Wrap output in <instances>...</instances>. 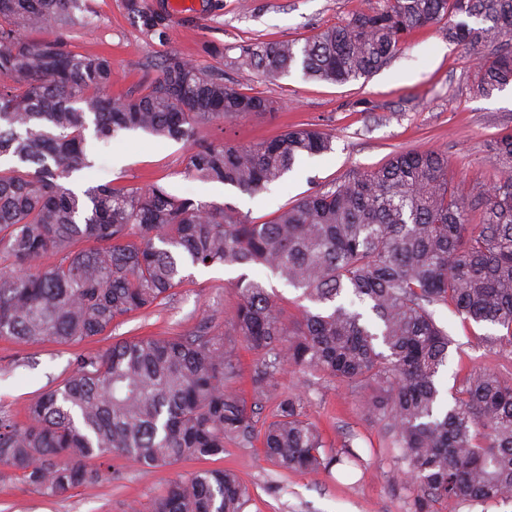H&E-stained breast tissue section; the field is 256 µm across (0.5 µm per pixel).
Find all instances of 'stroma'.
I'll return each mask as SVG.
<instances>
[{
  "label": "stroma",
  "instance_id": "obj_1",
  "mask_svg": "<svg viewBox=\"0 0 512 512\" xmlns=\"http://www.w3.org/2000/svg\"><path fill=\"white\" fill-rule=\"evenodd\" d=\"M376 2L196 0L195 14L176 20L169 0H147L165 18L163 26L149 32L130 13L128 0H88L89 24L64 30L61 38L72 52L108 57L116 73L111 92L125 95L146 87L173 52L238 81L235 61L242 45L282 39L302 43ZM478 69V60L450 43L439 23L414 33L390 63L366 80L336 85L294 70L273 81L256 75L242 82L244 92L278 101L279 110L211 123L201 128V140L250 145L307 126L332 138L330 152L304 160L254 196L185 177L191 144L139 131L91 139L93 167L73 173L67 185L82 190L108 183L158 184L175 195L231 206L263 222L284 205L329 189L351 172L380 167L394 153L418 149L447 156L450 182L471 198L512 176L489 151L504 129H512V87L483 95ZM237 277V271L221 267L187 270L166 304L120 318L105 335L79 343L0 339V413L24 419L34 399L71 375L77 356L104 352L116 340L186 336L203 324L212 333L227 332L239 302ZM435 317L454 340L445 387L479 370L512 382V347L496 342L501 329L463 321L445 306L436 307ZM261 361V353L237 343L233 385L246 404L261 403L258 421H271L282 393L298 394L305 419L321 431L329 454L351 443L364 468L344 464L319 473L282 471L265 458L256 439L228 444L223 454L202 463L184 461L156 472L114 457L108 461L107 480L77 486L61 498L41 496L6 469L0 471V512H150L166 481L202 466L238 474L251 494L245 512H412L415 493L403 478L399 451L388 446L380 425L364 409L373 388L354 390L322 373L287 365L259 401L253 375Z\"/></svg>",
  "mask_w": 512,
  "mask_h": 512
}]
</instances>
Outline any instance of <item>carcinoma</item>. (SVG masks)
Instances as JSON below:
<instances>
[{
	"instance_id": "1",
	"label": "carcinoma",
	"mask_w": 512,
	"mask_h": 512,
	"mask_svg": "<svg viewBox=\"0 0 512 512\" xmlns=\"http://www.w3.org/2000/svg\"><path fill=\"white\" fill-rule=\"evenodd\" d=\"M80 9L82 0H0V156L16 162L0 170V338L68 344L100 336L117 319L160 305L186 269L235 268L240 303L228 335L263 355L256 395L286 364L355 389L373 385L378 396L366 409L400 449L414 512L436 502L512 501V384L474 372L443 396L439 375L453 339L432 310L447 306L498 326L512 346V179L469 203L448 182L447 157L412 150L264 222L156 184L96 185L77 195L62 179L92 166L90 129L98 139L141 130L191 141L186 176L250 195L331 150L317 128L250 146L197 139L203 125L273 112L277 103L178 53L141 93L107 94L108 58L27 37L86 24ZM128 9L148 31L165 23L146 0H128ZM445 19L448 41L474 56L484 54L486 37L508 38L481 66L479 87L490 95L512 86V0H384L302 45H244L236 64L243 78L299 67L342 85L370 77L412 33ZM491 151L512 161V129ZM255 267L301 291L311 303L301 319H283L264 281L247 274ZM234 373L226 338L208 331L125 340L82 356L24 421L0 415V467L61 497L106 479L111 454L158 470L258 437L285 471L360 466L348 444L336 457L321 452L323 435L296 395L283 396L275 419L257 429L230 386ZM91 458L98 467L86 466ZM249 499L234 473L202 469L165 484L152 512H244Z\"/></svg>"
}]
</instances>
